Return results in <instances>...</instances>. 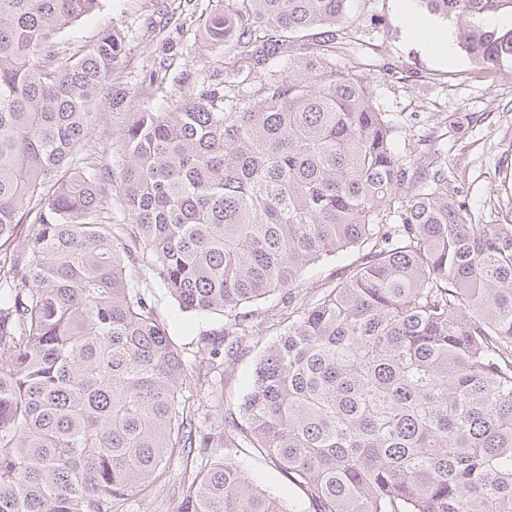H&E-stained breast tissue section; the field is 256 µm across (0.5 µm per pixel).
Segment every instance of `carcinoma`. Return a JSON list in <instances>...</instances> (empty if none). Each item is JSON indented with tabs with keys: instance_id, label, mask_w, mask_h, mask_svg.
Here are the masks:
<instances>
[{
	"instance_id": "1",
	"label": "carcinoma",
	"mask_w": 512,
	"mask_h": 512,
	"mask_svg": "<svg viewBox=\"0 0 512 512\" xmlns=\"http://www.w3.org/2000/svg\"><path fill=\"white\" fill-rule=\"evenodd\" d=\"M352 0H231L204 25L224 85L93 135L125 40L57 34L100 0H0V512H113L174 451L269 456L311 512H512V201L483 221L441 156L406 161L347 56ZM476 77L512 76V0H420ZM288 59V69L273 62ZM118 201L127 223H112ZM356 250L309 302L293 288ZM181 311L288 295L238 417L201 431L181 351L139 268ZM178 512H293L214 454Z\"/></svg>"
}]
</instances>
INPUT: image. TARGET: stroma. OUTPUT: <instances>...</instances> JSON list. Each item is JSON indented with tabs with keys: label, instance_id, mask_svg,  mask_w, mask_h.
Here are the masks:
<instances>
[{
	"label": "stroma",
	"instance_id": "1",
	"mask_svg": "<svg viewBox=\"0 0 512 512\" xmlns=\"http://www.w3.org/2000/svg\"><path fill=\"white\" fill-rule=\"evenodd\" d=\"M224 9V0H101L99 9L63 30L60 42L86 48L101 30H119L127 51L122 61L121 111L134 112L176 102L196 91L199 73L212 83L224 79L223 45L213 42L203 24L209 12ZM352 37L360 44L383 45L389 62L398 65L396 81L373 73L375 105L399 130L394 150L414 159L429 149L440 150L448 166V181L477 212H489L512 183V78L490 84L470 78L473 65L462 48L441 60L409 40L403 30L400 0H354ZM171 68L161 93L150 95L141 82L160 62ZM436 74L427 82V74ZM453 117L449 128L444 117ZM139 283L154 302L160 319L178 344L193 377L185 390L186 407L207 425H223L236 413L247 393L258 353L288 323V305L272 296L251 307L252 332L242 338L234 355H211L224 343L225 317L219 313L193 317L183 313L150 271ZM223 379V402L212 410L211 382ZM210 452L201 448L193 456L174 453L157 484L134 496L119 512H178L183 496L181 477L186 467H202ZM234 461L258 487L290 503L295 512H308L309 503L277 470L270 459L252 448H228Z\"/></svg>",
	"mask_w": 512,
	"mask_h": 512
}]
</instances>
